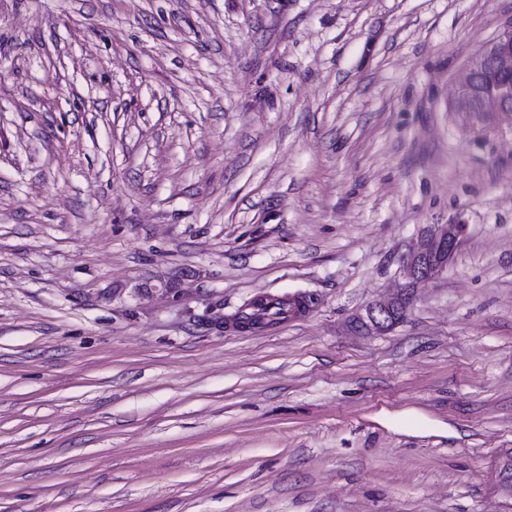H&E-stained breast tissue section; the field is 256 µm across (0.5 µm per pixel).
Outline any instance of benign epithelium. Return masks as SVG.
<instances>
[{"label":"benign epithelium","mask_w":512,"mask_h":512,"mask_svg":"<svg viewBox=\"0 0 512 512\" xmlns=\"http://www.w3.org/2000/svg\"><path fill=\"white\" fill-rule=\"evenodd\" d=\"M454 106L459 112L512 114V25L484 45L468 62L458 83ZM467 230L461 220L438 224L423 243L402 259L404 288L392 300L370 303L359 315L368 330L392 329L404 316L411 287L434 280L448 268Z\"/></svg>","instance_id":"obj_1"}]
</instances>
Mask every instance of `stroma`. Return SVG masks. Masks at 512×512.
<instances>
[{
    "mask_svg": "<svg viewBox=\"0 0 512 512\" xmlns=\"http://www.w3.org/2000/svg\"><path fill=\"white\" fill-rule=\"evenodd\" d=\"M511 25L0 0V512H512V115L450 102ZM262 294L305 307L232 326ZM435 227L418 248L403 257L400 274L406 283L401 292L390 301L368 304L359 315L368 331L392 329L404 316L411 299V287L438 278L448 268L464 240L467 224L457 220Z\"/></svg>",
    "mask_w": 512,
    "mask_h": 512,
    "instance_id": "35a3bbf8",
    "label": "stroma"
}]
</instances>
